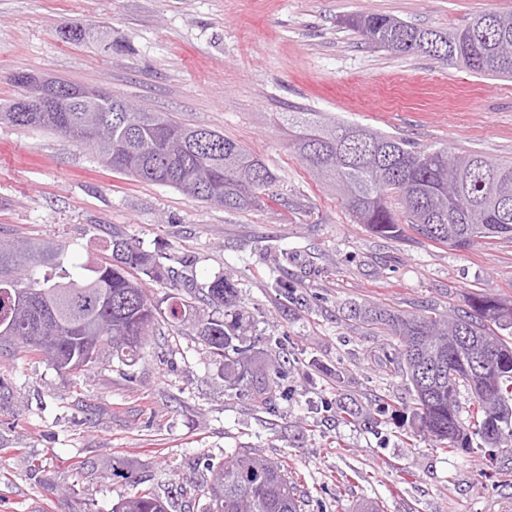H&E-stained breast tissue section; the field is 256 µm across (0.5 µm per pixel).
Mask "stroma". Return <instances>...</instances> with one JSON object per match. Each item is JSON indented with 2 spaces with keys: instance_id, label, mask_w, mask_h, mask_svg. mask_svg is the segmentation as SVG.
Instances as JSON below:
<instances>
[{
  "instance_id": "stroma-1",
  "label": "stroma",
  "mask_w": 512,
  "mask_h": 512,
  "mask_svg": "<svg viewBox=\"0 0 512 512\" xmlns=\"http://www.w3.org/2000/svg\"><path fill=\"white\" fill-rule=\"evenodd\" d=\"M486 10L512 0H0V104L18 96L16 72L102 87L224 133L279 178L268 206L227 210L0 124V230L65 241L81 261L117 231L197 289L230 272L254 361L284 360L288 395L257 409L191 327L166 323L132 366L103 355L74 376L0 357V512H112L139 488L170 512H205L181 490L235 450L288 467L302 512H512V460L432 442L385 365L388 338L349 316L462 311L476 293L512 303V239L457 249L374 233L311 177L282 121L322 112L421 150L512 160V79L373 48L342 23L378 13L449 32ZM88 24L111 47L64 39ZM343 405L385 422L370 432ZM118 460L140 487L114 475Z\"/></svg>"
}]
</instances>
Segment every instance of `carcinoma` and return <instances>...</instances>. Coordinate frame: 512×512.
I'll use <instances>...</instances> for the list:
<instances>
[{"mask_svg": "<svg viewBox=\"0 0 512 512\" xmlns=\"http://www.w3.org/2000/svg\"><path fill=\"white\" fill-rule=\"evenodd\" d=\"M345 25L362 43L399 53H420L481 76L512 77V13L476 15L464 28L440 32L382 14H359ZM24 73L11 77L22 93L0 107V123L39 127L89 150L101 163L135 180L179 189L226 209L257 208L277 177L257 156L223 133L191 127L167 112L85 111L73 85L59 82L60 111L44 112L30 99ZM296 128L293 148L314 177L337 192L358 223L380 235L399 224L432 241L466 248L479 239L512 238V216L504 219L497 200L512 202V161L481 154L452 156L445 149L420 150L407 140L376 129L328 118L319 112H287ZM456 193L448 197V182ZM402 206L396 213L388 199ZM104 259L77 261L62 242L10 239L0 230V354L18 348L37 353L54 368L81 374L103 351L131 366L146 336L167 313L171 322L193 326L209 352L224 362V382L248 389L255 371L247 321L239 310L232 277L214 276L202 293L213 308L205 314L193 295H168L166 310L152 302L143 278L164 283L174 271L139 244L117 233ZM358 320L389 336L390 363L413 387L422 430L450 448H468L477 436L488 448L512 443V305L478 294L470 310L429 316L379 307L356 308ZM490 365L486 377L472 366L475 353ZM283 372L276 363L256 388V407L273 405L272 389ZM192 485L207 500L205 512H301V494L284 467L246 453L224 454L208 464ZM112 512H167L151 492L133 495Z\"/></svg>", "mask_w": 512, "mask_h": 512, "instance_id": "1", "label": "carcinoma"}]
</instances>
